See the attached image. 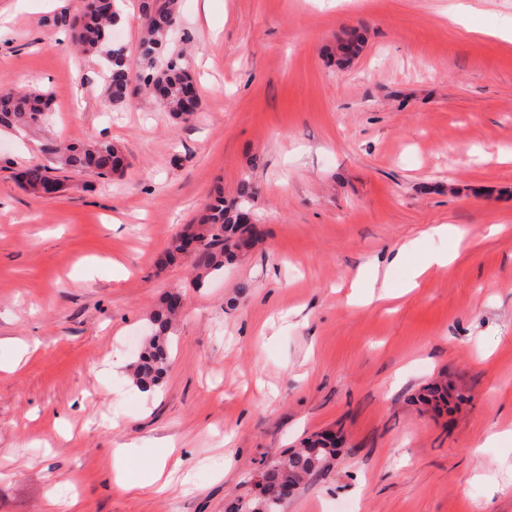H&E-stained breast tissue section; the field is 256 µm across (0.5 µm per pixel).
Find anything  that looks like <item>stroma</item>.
Listing matches in <instances>:
<instances>
[{
  "label": "stroma",
  "mask_w": 512,
  "mask_h": 512,
  "mask_svg": "<svg viewBox=\"0 0 512 512\" xmlns=\"http://www.w3.org/2000/svg\"><path fill=\"white\" fill-rule=\"evenodd\" d=\"M81 5L0 0V86L52 96L42 132H0V512H224L321 432L342 445L284 512H512V0H181L183 122L109 104L63 42ZM350 28L365 44L341 67ZM89 141L124 147L123 176L18 186L47 145ZM245 177L251 253L200 287L161 264ZM431 224L467 239L417 277L451 245ZM173 290L171 365L145 392L127 366ZM441 378L465 400L437 412L417 396Z\"/></svg>",
  "instance_id": "obj_1"
}]
</instances>
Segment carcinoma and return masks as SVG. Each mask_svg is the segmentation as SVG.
I'll list each match as a JSON object with an SVG mask.
<instances>
[{
  "instance_id": "1",
  "label": "carcinoma",
  "mask_w": 512,
  "mask_h": 512,
  "mask_svg": "<svg viewBox=\"0 0 512 512\" xmlns=\"http://www.w3.org/2000/svg\"><path fill=\"white\" fill-rule=\"evenodd\" d=\"M119 0H84L82 11L71 21L73 42L86 56L107 62L106 95L114 105L124 103L131 92L141 90L178 120H188L198 108L196 88L183 52H169L167 45L179 13V0H140L143 32L139 43L140 67L132 68L126 48L113 39L112 27ZM363 37L355 29L344 33L338 51L345 64L359 56ZM49 98L42 92L0 93V128L27 134L41 130L47 121ZM46 162L28 166L18 174L20 186L37 196H55L64 190L57 172H93L100 177L120 175L126 167L122 149L112 142H86L49 146ZM257 187L243 178L227 197L218 186L203 214L170 241V261L189 259L199 271L198 279L224 272V265L242 258L252 249L260 231L250 210ZM182 294L170 292L163 307L149 319L152 332L131 366L133 383L142 390L159 386L170 366L171 323L183 309ZM331 433H316L264 466L260 476L265 497L247 493L232 500L226 512H283L285 485L299 486L325 469L336 456Z\"/></svg>"
}]
</instances>
